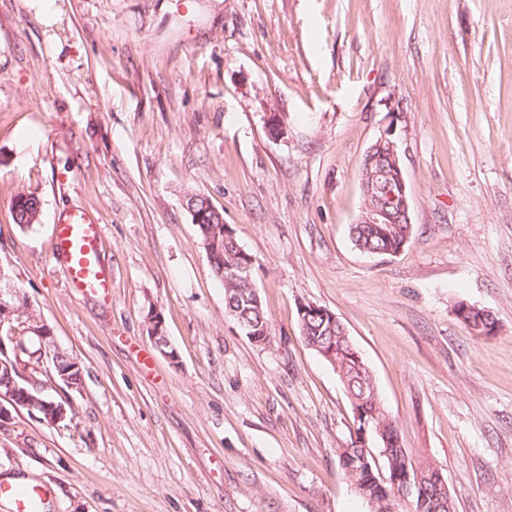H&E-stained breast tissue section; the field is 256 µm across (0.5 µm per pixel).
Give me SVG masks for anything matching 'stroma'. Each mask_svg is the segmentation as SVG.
<instances>
[{
    "instance_id": "1",
    "label": "stroma",
    "mask_w": 512,
    "mask_h": 512,
    "mask_svg": "<svg viewBox=\"0 0 512 512\" xmlns=\"http://www.w3.org/2000/svg\"><path fill=\"white\" fill-rule=\"evenodd\" d=\"M386 130L414 233L370 255L350 227ZM189 193L254 259L269 343L225 312ZM71 208L102 226L111 302L52 257ZM0 282L83 368L77 389L31 375L72 420L0 429V477L48 485L44 512H369L306 303L345 323L456 512H512V0H0ZM39 200L32 195H18L12 204L14 221L21 229H29L37 221ZM20 218V219H18Z\"/></svg>"
}]
</instances>
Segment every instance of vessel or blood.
Masks as SVG:
<instances>
[{"label":"vessel or blood","mask_w":512,"mask_h":512,"mask_svg":"<svg viewBox=\"0 0 512 512\" xmlns=\"http://www.w3.org/2000/svg\"><path fill=\"white\" fill-rule=\"evenodd\" d=\"M102 227L85 210H67L53 228V255L63 266L70 288L81 294L109 297L112 279L98 260ZM45 487L16 488L0 484V498L11 502L14 512H33L34 497Z\"/></svg>","instance_id":"1"}]
</instances>
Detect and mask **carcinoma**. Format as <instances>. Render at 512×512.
<instances>
[{
    "label": "carcinoma",
    "instance_id": "cac0c4a2",
    "mask_svg": "<svg viewBox=\"0 0 512 512\" xmlns=\"http://www.w3.org/2000/svg\"><path fill=\"white\" fill-rule=\"evenodd\" d=\"M362 180L372 182L371 172L367 168L361 170ZM374 183V182H372ZM195 202L198 211L207 212L206 223L197 225V236L200 242L211 238L216 241L213 249L206 252L210 269L214 277L224 286V306L227 313L238 319L242 316L250 324L253 333L260 336H271L269 318L262 302L254 301V281H243L234 276V268L239 266L244 258L240 253L238 241L226 239L222 235L224 224L223 215L215 210L208 199L199 194H189L186 202ZM365 207L383 208L388 204L385 183H374L371 195L364 199ZM15 223L21 229H28L37 221L39 213V200L32 195H19L12 204ZM351 237L356 248L368 254H386L399 247H405L413 234L411 224H354L351 226ZM300 334L305 344L309 347L336 341V367L334 371L343 384L351 405L354 408L368 412L374 419V423L384 427L389 436L398 434V428L386 414L379 395L363 389L361 368L352 358L350 344L352 339L346 325L341 320L329 325L323 320L309 319L308 322H299ZM45 353L51 355L52 364L67 371L73 370L75 384L81 385L83 379L82 368H74L73 357L65 352L56 353V347L52 339H47L44 346ZM370 457V449L360 444V439L349 436V441L339 453V463L353 485L356 492L363 498L373 497L376 506L370 508V512H388L386 494L378 491V485L370 482L365 471L361 470L363 458ZM386 470L391 467L402 468L406 465L429 470L431 464L413 460L409 450H401L399 460L392 463L385 458L381 461ZM424 502L408 507L398 508L397 512H455L453 499L448 492L439 490L430 482L424 483Z\"/></svg>",
    "mask_w": 512,
    "mask_h": 512
}]
</instances>
